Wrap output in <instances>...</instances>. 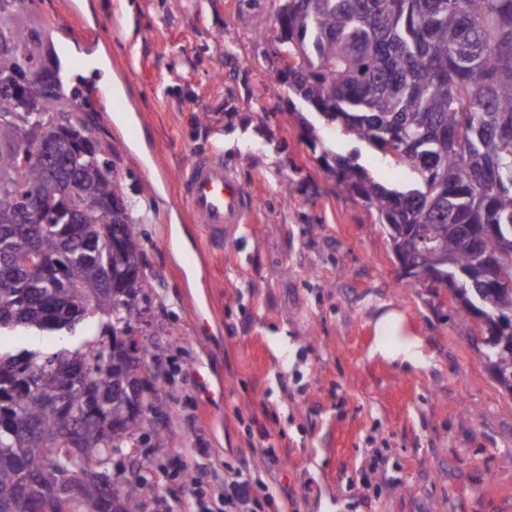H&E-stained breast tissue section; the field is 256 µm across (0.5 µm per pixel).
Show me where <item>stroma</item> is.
Listing matches in <instances>:
<instances>
[{
	"label": "stroma",
	"mask_w": 512,
	"mask_h": 512,
	"mask_svg": "<svg viewBox=\"0 0 512 512\" xmlns=\"http://www.w3.org/2000/svg\"><path fill=\"white\" fill-rule=\"evenodd\" d=\"M20 12L42 57L62 58L61 97L111 145L133 204L148 282L136 337L162 348L147 419L168 442L109 467L147 476L138 512H178L189 497L178 449H210L230 470L262 428L288 451L272 477L297 512H512V393L447 289L398 273L375 214L324 160L358 152L389 187L412 173L289 97L273 38L255 34L274 28L273 0H26ZM94 51L128 103L109 118L87 94L96 78L74 67ZM217 146L256 203L234 241L212 247L178 175ZM391 310L395 336L375 325ZM409 342L416 364L385 357Z\"/></svg>",
	"instance_id": "1"
}]
</instances>
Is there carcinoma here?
Listing matches in <instances>:
<instances>
[{
	"mask_svg": "<svg viewBox=\"0 0 512 512\" xmlns=\"http://www.w3.org/2000/svg\"><path fill=\"white\" fill-rule=\"evenodd\" d=\"M274 53L288 57V91L305 106L358 141L372 146L414 179L389 188L358 163V154L327 164L342 193L361 198L375 212L392 253L418 241L417 260L429 282L456 287L461 319L483 316L482 331L495 346L480 350L505 374L512 372V0H279ZM21 44L0 52V101H14L12 117L0 120V217L40 194L49 205L67 195L73 206L95 198L112 207L90 213L77 237L66 224H46L36 235L39 252L56 257L62 274L29 284L0 278V316L35 333L73 332L103 313L100 333L67 348L31 357L15 354L0 364V416L20 414L37 423L38 440L0 431V512L18 491V474L44 469L49 456L65 462L68 443L57 438L65 414H81L83 462L100 459L103 431L125 448L166 447L158 430L139 432L162 389L144 377L145 357L129 360L145 288L141 251L129 207L109 161L84 138L85 119L70 103L59 107L57 78H30L38 63L18 10L0 6V31ZM64 116L58 134L62 173L20 167L18 139L28 125H49ZM474 224L488 262L467 246L460 225ZM96 368L112 390L96 395L84 382L70 384L56 401L71 368ZM51 449V455L45 449ZM147 478L116 480L103 498L89 484L73 512H136Z\"/></svg>",
	"mask_w": 512,
	"mask_h": 512,
	"instance_id": "1",
	"label": "carcinoma"
}]
</instances>
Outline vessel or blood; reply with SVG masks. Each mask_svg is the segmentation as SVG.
<instances>
[{
  "label": "vessel or blood",
  "instance_id": "vessel-or-blood-1",
  "mask_svg": "<svg viewBox=\"0 0 512 512\" xmlns=\"http://www.w3.org/2000/svg\"><path fill=\"white\" fill-rule=\"evenodd\" d=\"M180 193L189 211L204 224L211 241H231L254 211V199L225 165L221 152L193 157L181 170Z\"/></svg>",
  "mask_w": 512,
  "mask_h": 512
}]
</instances>
